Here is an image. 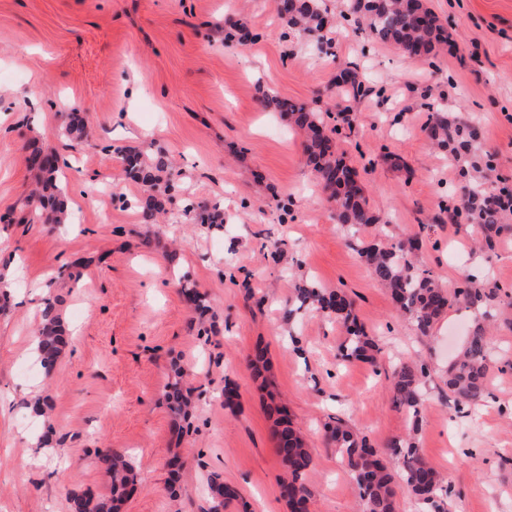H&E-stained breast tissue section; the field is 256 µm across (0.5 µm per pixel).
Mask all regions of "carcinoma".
I'll return each mask as SVG.
<instances>
[{
    "mask_svg": "<svg viewBox=\"0 0 512 512\" xmlns=\"http://www.w3.org/2000/svg\"><path fill=\"white\" fill-rule=\"evenodd\" d=\"M290 27L300 33L311 34L324 28L325 11L319 0H288L286 10H277ZM344 19L366 27L372 39L390 44L410 60H431L439 45L448 42V36L439 18L423 0H346ZM340 95L357 96L362 91V81L357 71L345 68L338 82ZM268 103L280 112L288 114L293 126L303 131L305 155L318 184L334 204L336 223L357 230L373 222L368 200L362 184L356 181L355 169L348 165L336 149V141L327 132L320 115L305 104L282 98H271ZM85 120L78 113L69 116L63 129L66 136L80 138L84 135ZM430 137L438 146L448 150L453 160L466 157L476 139L474 128L466 122L450 123L436 115L430 125ZM125 172L129 179L141 185L146 197L141 202L142 219L154 223L157 214L164 211L163 202L171 201L174 185L168 171V163L159 158L148 163L133 152L125 155ZM27 166L33 174L37 189L26 198L30 220L40 224H62L66 218L65 188L56 181L60 171L57 153L38 146L32 147ZM468 188L467 198L452 205L448 217L461 220L480 229L481 247L492 250L501 227L512 220V211L500 208L502 195L488 187L485 180H464ZM192 223L222 224L224 211L206 203L192 207ZM416 241L396 243H372L360 250L371 267L373 275L387 290L397 309L410 317L420 335L427 336L434 325L455 303L477 307L485 297V289L468 273H461L453 291L444 288L426 270L414 264ZM186 300L199 315L200 325L206 327L208 306L195 289L185 291ZM294 311L313 308L329 317L343 319L346 336L341 345L345 360L357 359L376 363L381 350L364 330L350 319L354 302L329 288L297 285L293 288ZM42 328L38 336L39 363L46 371L56 364L66 344L65 330L56 302L47 300L41 313ZM489 336L484 325L477 322L467 336L461 352L448 364L445 385L448 396L457 406L477 407L487 397L485 380L493 364L489 352ZM427 366L416 361H400L392 372L390 382L396 405L411 414L412 425H417L422 406L423 388ZM175 409L187 413L191 401L184 395L181 382L170 385ZM273 437L281 461L287 468V476L280 483L281 496L289 512L308 508L309 493L303 484V476L311 468L313 457L310 449L287 418L276 422ZM328 444L336 447L347 460L350 475L358 489L362 512H396V489L393 474L381 456L366 439L355 436L341 422L329 429ZM395 456L403 457L404 488L423 505L432 504L442 491L443 479L420 455L411 437L405 442L389 443ZM97 461L101 469L112 475V494L125 496L134 488L133 468L129 461L112 454L109 449L98 451ZM239 498L238 491L212 479L208 482L209 507L205 512H223L229 502ZM70 512H116L112 500L95 498L88 493H75L70 498Z\"/></svg>",
    "mask_w": 512,
    "mask_h": 512,
    "instance_id": "cac0c4a2",
    "label": "carcinoma"
}]
</instances>
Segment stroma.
I'll return each instance as SVG.
<instances>
[{"label": "stroma", "instance_id": "stroma-1", "mask_svg": "<svg viewBox=\"0 0 512 512\" xmlns=\"http://www.w3.org/2000/svg\"><path fill=\"white\" fill-rule=\"evenodd\" d=\"M426 3L449 41L430 64L341 24L345 0L323 2L335 40L328 55L290 29L273 0H0V270L13 274L0 311V512H69L72 494L111 496L99 448L134 467L136 490L120 512H200L213 476L239 493L224 512H288L273 400L314 458L309 512L358 508L347 463L326 443L337 420L381 452L416 431L423 459L447 477L442 512H512V226L495 252L480 253L473 226L447 222L459 166L428 128L434 109L471 122L494 158L489 183L512 185V0ZM233 24L251 41L225 44ZM347 66L364 82L350 102L335 86ZM266 93L306 104L329 128L350 116L338 149L376 224L353 236L337 224L305 164L303 134L264 105ZM71 112L86 115L79 142L61 135ZM33 143L69 163L72 221L51 231L21 221ZM130 149L174 164L165 223L142 221L143 190L122 162ZM200 200L223 209V224L182 219L184 204ZM411 236L420 265L446 286L467 272L494 288L483 310L495 366L480 409L455 407L443 382L475 312L453 305L423 346L359 256L364 243ZM270 239L284 243L280 261L264 247ZM78 258L88 265L76 288L57 272ZM186 279L212 306L208 334ZM303 282L355 298L358 324L382 349L377 364L342 358L339 323L289 314ZM46 297L71 333L49 372L33 353ZM294 338L302 353L290 350ZM259 347L263 382L248 368ZM417 356L429 377L415 424L394 405L387 375ZM176 365L196 402L183 422L163 396Z\"/></svg>", "mask_w": 512, "mask_h": 512}]
</instances>
